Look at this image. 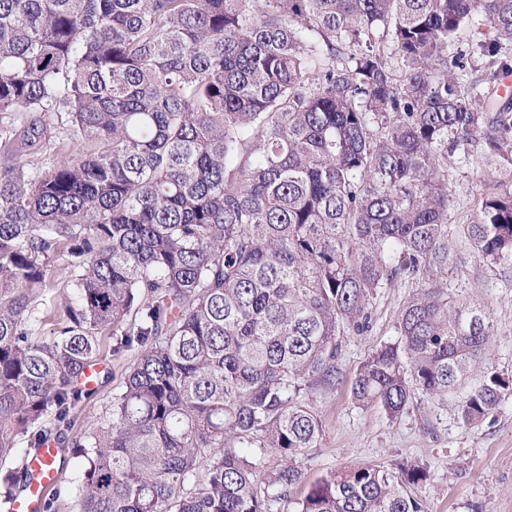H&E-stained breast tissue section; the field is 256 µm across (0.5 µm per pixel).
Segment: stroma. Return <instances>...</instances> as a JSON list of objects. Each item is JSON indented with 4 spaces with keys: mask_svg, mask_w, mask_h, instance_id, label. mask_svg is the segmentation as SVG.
<instances>
[{
    "mask_svg": "<svg viewBox=\"0 0 512 512\" xmlns=\"http://www.w3.org/2000/svg\"><path fill=\"white\" fill-rule=\"evenodd\" d=\"M486 33L479 17L460 30L456 47L463 66L456 76L469 98L491 104L495 101L492 85L479 79L487 62L479 43ZM495 175L494 168L484 163L477 141L460 147L448 162L450 261L444 284L452 295L491 312L495 332L485 362L492 372L512 382V265L492 269L480 265L461 248L455 232L457 225L470 220ZM422 284V276L417 275L384 289L374 304L371 332L343 339L340 384L317 389L313 397L324 433L319 447L310 451L308 478L313 481L363 463L381 464L392 471L403 463H418L426 467L428 476L415 493L428 512H512V396L472 427L459 424L449 401L440 404L419 397L390 420L350 398L357 366L381 344L395 339L401 311ZM99 366L104 377L83 400L75 432H82L90 421L106 418L112 395L127 371V360L113 356L111 339L102 343Z\"/></svg>",
    "mask_w": 512,
    "mask_h": 512,
    "instance_id": "obj_1",
    "label": "stroma"
}]
</instances>
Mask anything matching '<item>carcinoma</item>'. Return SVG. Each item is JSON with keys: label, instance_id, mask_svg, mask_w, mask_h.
I'll return each instance as SVG.
<instances>
[{"label": "carcinoma", "instance_id": "carcinoma-1", "mask_svg": "<svg viewBox=\"0 0 512 512\" xmlns=\"http://www.w3.org/2000/svg\"><path fill=\"white\" fill-rule=\"evenodd\" d=\"M475 14L496 81L512 0H0V507L53 442L83 468L43 512L63 495L77 512H274L306 481L312 396L336 385L342 339L418 273L352 401L395 419L451 397L465 427L499 408L505 380L468 386L493 319L442 278L448 158L476 136L505 180L458 237L487 267L512 262V102L490 112L452 72ZM51 110L77 149L34 171L18 157L41 154ZM38 286L64 309L50 337ZM105 333L132 362L109 417L75 435ZM426 480L360 464L295 512H426Z\"/></svg>", "mask_w": 512, "mask_h": 512}]
</instances>
